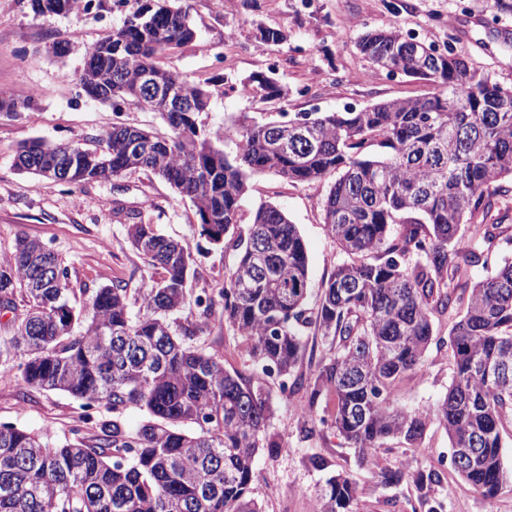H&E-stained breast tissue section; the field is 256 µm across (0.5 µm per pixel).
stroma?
<instances>
[{
  "instance_id": "stroma-1",
  "label": "stroma",
  "mask_w": 512,
  "mask_h": 512,
  "mask_svg": "<svg viewBox=\"0 0 512 512\" xmlns=\"http://www.w3.org/2000/svg\"><path fill=\"white\" fill-rule=\"evenodd\" d=\"M190 15L199 32L196 41L168 51L161 59L166 68L190 81L208 82L215 96L202 120L214 132L238 122L241 116L265 112H336L346 105L363 107L382 100L420 97L431 92L430 83L375 69L355 43L368 29L397 27L404 35L439 50H450L469 65L489 71L502 85H512V0H190ZM128 12L115 0H93L89 9L76 13L35 16L29 0H0V92L24 96L36 93L33 109L0 113V261L9 257L17 235L41 240L68 269L71 300L86 306L92 292L121 281L130 300H138L149 278L159 271L134 250L114 200L138 206L152 200L144 211L147 222L160 225L167 236L204 245L199 217L189 200L147 171L131 172L117 181L63 186L18 171L17 149L40 139L86 143L102 137L116 119L162 135L169 129L160 117L136 107L115 116L111 106L89 98L76 84L83 68L84 50L119 26ZM282 30L281 43L261 40L259 30ZM71 43L68 55L52 54L54 42ZM275 70L288 90L287 102L239 94L242 80ZM326 185L291 184L271 173L250 180V190L240 212L250 222L263 203L283 209L296 224L306 245L311 287L315 294L337 264L344 261L321 220L319 201ZM233 252L199 258L191 280V294H207L215 304L201 317L187 303L175 319L194 330L193 346L223 361L225 369L254 376L271 393L270 432L285 441L284 449H260L256 460L253 496L262 512H314L316 494L327 473L348 475L357 487L356 512H411L420 490L419 473L441 471L443 480L430 494L451 504L453 512H512V427L503 434V462L508 474L499 493L482 497L460 479L448 463L449 441L438 423H431L420 447L406 448L388 441L376 452L374 463H363L336 433L318 427L315 437L303 440L301 430L309 417H322L333 408L332 398L319 401L313 415L301 407L305 391L282 393L280 380L262 375L250 356L249 341L224 320L218 295ZM452 378L448 346L429 349L422 370L404 375L395 384V406L422 408L435 404ZM105 408H85L62 392L30 390L20 397L13 380L0 377V423H12L34 432H49L55 442L71 438L81 427L85 440H93L95 419ZM324 457L329 472L315 470L311 455ZM400 468L406 473L400 487L380 485V468Z\"/></svg>"
}]
</instances>
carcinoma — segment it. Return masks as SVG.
<instances>
[{
	"label": "carcinoma",
	"mask_w": 512,
	"mask_h": 512,
	"mask_svg": "<svg viewBox=\"0 0 512 512\" xmlns=\"http://www.w3.org/2000/svg\"><path fill=\"white\" fill-rule=\"evenodd\" d=\"M92 0H31L35 14L72 12ZM135 0L121 25L91 44L77 77L89 96L107 97L121 113L129 104L157 113L173 129L158 136L124 122L91 144L22 145L16 158L40 149L45 165L62 166L58 183L75 186L145 170L191 201L210 248L235 251L224 277V319L251 342L250 355L266 376L290 377L322 338L317 374L298 378L308 391L307 412L321 396L334 400L319 423L336 431L361 461L397 439L417 447L429 422L446 431L458 475L481 496L495 497L507 473L502 433L512 424V260H491L471 238L492 243L512 211V87L452 53L404 36L397 28L370 29L356 47L377 68L421 79L427 96L392 99L341 112H271L224 132L227 153L199 120L213 91L165 69L158 58L193 42L189 5ZM155 93L141 94L142 69ZM246 95L284 90L274 75L240 84ZM194 103L169 109L168 93ZM35 95L0 94V112L30 108ZM149 147L136 155L127 139ZM273 172L294 184L335 180L320 199L322 223L349 258L311 293L305 243L288 215L262 204L239 226L249 179ZM128 239L162 276L147 285L137 313L119 284L96 289L88 309L69 301L68 271L41 241L16 237L0 262V309L25 302L12 334L0 336V372L30 388L61 391L112 409L96 422L95 442L54 444L48 433L0 423V512H261L252 497L259 449L276 450L268 434L270 395L261 384L230 373L216 357L188 343L172 315L190 300L194 275L188 245L124 211ZM493 266L470 281L471 268ZM455 321L444 338L434 321ZM448 345L453 377L445 395L422 409L390 401L396 381L424 366L432 345ZM136 409L132 426L125 414ZM393 488L399 468H382ZM356 488L342 474L328 476L317 512H353Z\"/></svg>",
	"instance_id": "cac0c4a2"
}]
</instances>
